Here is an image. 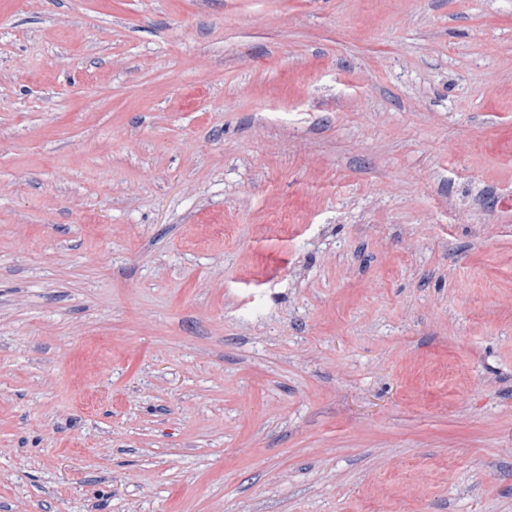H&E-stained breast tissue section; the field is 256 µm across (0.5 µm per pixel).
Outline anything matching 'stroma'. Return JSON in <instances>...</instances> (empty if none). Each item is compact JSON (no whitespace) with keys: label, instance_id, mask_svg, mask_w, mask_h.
Instances as JSON below:
<instances>
[{"label":"stroma","instance_id":"obj_1","mask_svg":"<svg viewBox=\"0 0 512 512\" xmlns=\"http://www.w3.org/2000/svg\"><path fill=\"white\" fill-rule=\"evenodd\" d=\"M0 512H512V0H0Z\"/></svg>","mask_w":512,"mask_h":512}]
</instances>
